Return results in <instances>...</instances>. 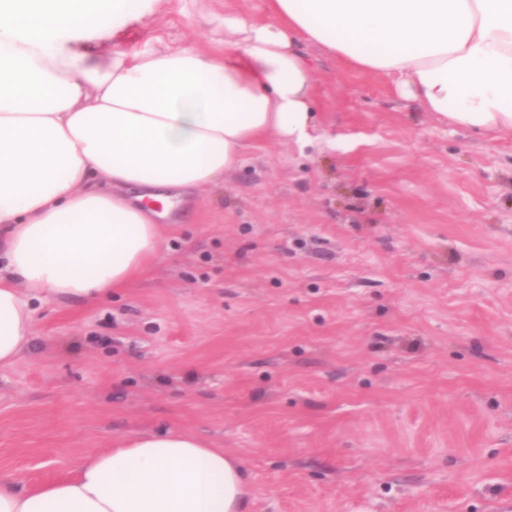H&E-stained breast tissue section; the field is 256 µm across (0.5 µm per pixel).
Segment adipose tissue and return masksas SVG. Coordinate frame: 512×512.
Listing matches in <instances>:
<instances>
[{
    "label": "adipose tissue",
    "instance_id": "1",
    "mask_svg": "<svg viewBox=\"0 0 512 512\" xmlns=\"http://www.w3.org/2000/svg\"><path fill=\"white\" fill-rule=\"evenodd\" d=\"M157 0H0V369L34 304L88 302L155 261L160 208L219 183L245 149L316 130L312 42L445 124L512 130V0H272L225 14L202 49L121 48ZM239 458L195 432L125 437L35 490L0 476V512H241Z\"/></svg>",
    "mask_w": 512,
    "mask_h": 512
}]
</instances>
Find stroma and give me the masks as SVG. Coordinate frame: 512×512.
<instances>
[{"instance_id":"1","label":"stroma","mask_w":512,"mask_h":512,"mask_svg":"<svg viewBox=\"0 0 512 512\" xmlns=\"http://www.w3.org/2000/svg\"><path fill=\"white\" fill-rule=\"evenodd\" d=\"M268 0H161L121 46H206ZM319 137L268 138L163 221L145 276L38 305L0 370L26 488L141 431L239 457L244 512H512V131L474 133L321 46Z\"/></svg>"}]
</instances>
